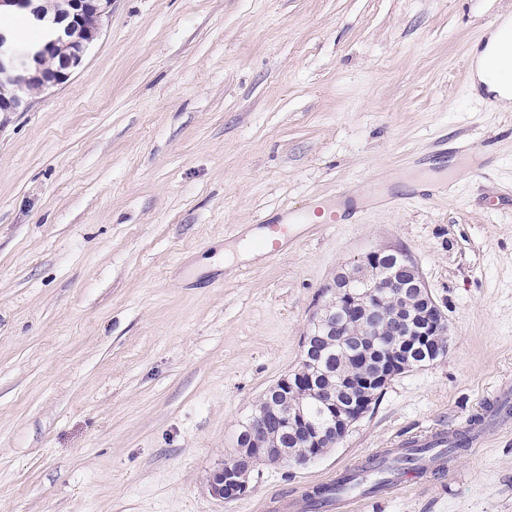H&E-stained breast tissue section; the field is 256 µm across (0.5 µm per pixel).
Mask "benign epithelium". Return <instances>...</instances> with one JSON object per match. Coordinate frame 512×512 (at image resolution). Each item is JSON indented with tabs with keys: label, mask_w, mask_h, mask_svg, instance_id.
<instances>
[{
	"label": "benign epithelium",
	"mask_w": 512,
	"mask_h": 512,
	"mask_svg": "<svg viewBox=\"0 0 512 512\" xmlns=\"http://www.w3.org/2000/svg\"><path fill=\"white\" fill-rule=\"evenodd\" d=\"M112 0H66L60 17L68 20L66 26L56 31L48 41L32 44L24 49L18 47L16 37L6 26H0V85H12L21 79L49 87L64 83L72 71L80 66L89 44L99 36L103 18L109 12ZM23 10L32 23L46 22V9L40 0H0V16L7 10ZM59 48L68 49L63 64L56 70L44 71L38 61ZM394 257L400 263L399 272L385 275L380 270L383 259ZM329 304L315 317V324L322 327L323 335L338 336L340 341L354 351L367 355L374 348H367L361 341L351 339L343 326L329 320L330 305L337 304L349 314L355 315L371 336L391 333L389 351L382 360L379 371L364 381L365 394L357 395V388L349 389L350 402L344 403L333 396H326L324 404L331 415V424L317 427L308 424L299 415L294 419L300 423L301 434L313 453L298 458L288 449L272 444L271 435L278 429L282 416L261 414L251 422L248 449L235 456V469L225 470L221 465L210 479L212 494L228 501L247 491V478L256 466L265 461L278 459L297 465H305L335 446L361 415L358 406L379 395L395 376L409 372L408 361L413 350L428 347L433 355L447 351L446 315L419 271L414 258L400 248L380 247L362 255L355 264L336 272L327 287ZM390 294L404 305L394 315L386 316L375 302Z\"/></svg>",
	"instance_id": "7a95c632"
}]
</instances>
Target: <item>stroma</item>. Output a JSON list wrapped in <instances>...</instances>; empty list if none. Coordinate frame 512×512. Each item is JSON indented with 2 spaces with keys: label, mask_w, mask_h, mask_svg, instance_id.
Here are the masks:
<instances>
[{
  "label": "stroma",
  "mask_w": 512,
  "mask_h": 512,
  "mask_svg": "<svg viewBox=\"0 0 512 512\" xmlns=\"http://www.w3.org/2000/svg\"><path fill=\"white\" fill-rule=\"evenodd\" d=\"M512 0H112L63 84L0 112V512H262L512 393V106L468 60ZM441 177L452 194L408 198ZM403 196L366 204L368 182ZM276 258L252 224L321 203ZM393 246L448 319L303 466L211 472L293 372L336 271ZM377 512H512V424Z\"/></svg>",
  "instance_id": "35a3bbf8"
}]
</instances>
